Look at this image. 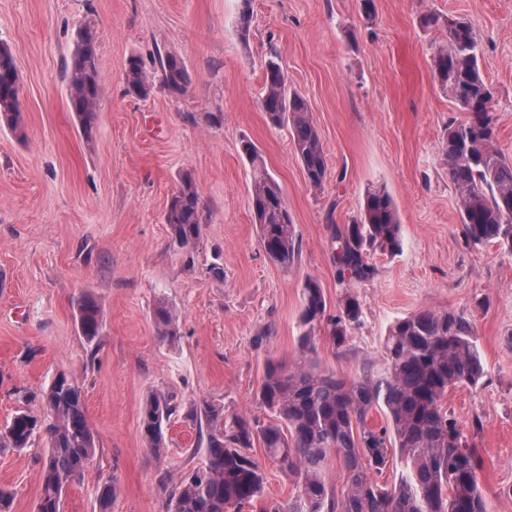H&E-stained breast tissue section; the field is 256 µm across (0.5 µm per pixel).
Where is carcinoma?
I'll return each instance as SVG.
<instances>
[{"label": "carcinoma", "mask_w": 512, "mask_h": 512, "mask_svg": "<svg viewBox=\"0 0 512 512\" xmlns=\"http://www.w3.org/2000/svg\"><path fill=\"white\" fill-rule=\"evenodd\" d=\"M251 0H241L239 31L247 39L252 21ZM98 36L90 28L78 31L67 65L69 104L80 130L90 141L98 121L103 84L97 58ZM480 49L465 21L448 22V40L432 56L442 92L461 111L464 122H448L445 162L459 215L474 244L494 243L512 255V160L496 147L497 120L488 111L493 87L479 62ZM160 88L174 96L187 92L191 77L177 55L157 57ZM260 107L274 128L288 126L294 152L308 183L324 185L330 171L318 129L305 97L288 89L277 51L264 61ZM126 93L145 98L154 88L153 77L141 58L133 56L125 69ZM17 64L9 47L0 44V126L24 132ZM252 167L251 208L269 259L283 270L295 265L299 251L296 225L280 184L266 171L257 147L242 143ZM165 223L173 244L187 248L200 238L205 223L200 198L190 175L181 178L168 203ZM333 261L339 282L347 284L336 311L319 282L308 277L302 287L299 343L303 359L294 368L269 362L259 392L261 404L282 424H262L208 399L191 403L186 417L206 428L205 462L181 476L171 489L167 512H244L260 500L264 472L249 450L258 443L295 478L303 494L287 502H271L261 512H486L479 485L481 468L476 448L462 425L445 405L448 392L477 386L486 376L485 363L472 320L455 310H421L399 318L383 342V364L362 359L357 378L344 380L320 369L315 335L325 324L332 347L353 353L350 331L363 321L354 287L371 281L375 267L370 251L391 255L402 250L401 227L391 195L383 187L366 193L363 211L344 228L332 230ZM80 335L88 345L100 344L105 327L100 304L89 296L77 302ZM157 334L177 336L179 316L162 303L155 310ZM44 414L19 410L0 429V447L25 449L42 446L41 494L37 512H63L62 493L78 480L97 448L87 421L81 387L60 373L40 393ZM383 411L387 424L376 428L368 416ZM181 412L174 395L151 393L142 412L144 437L156 455L165 448L163 427ZM399 453L402 472L394 484H380L375 474ZM340 464L343 489L324 478L332 461ZM115 486L99 491V512H111Z\"/></svg>", "instance_id": "cac0c4a2"}]
</instances>
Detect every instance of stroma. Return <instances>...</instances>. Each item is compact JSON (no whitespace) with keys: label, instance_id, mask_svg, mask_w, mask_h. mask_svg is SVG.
Returning a JSON list of instances; mask_svg holds the SVG:
<instances>
[{"label":"stroma","instance_id":"obj_1","mask_svg":"<svg viewBox=\"0 0 512 512\" xmlns=\"http://www.w3.org/2000/svg\"><path fill=\"white\" fill-rule=\"evenodd\" d=\"M239 0H0V43L21 79L25 138L0 128V426L17 410L42 414L27 392L56 374L84 394L97 453L64 494V512H98L97 490L115 484L111 512H166L158 477H179L204 460L194 422L177 416L163 456L141 432L151 392L178 402L207 398L261 422L274 416L258 394L267 361L300 359L301 289L319 281L329 304L342 291L330 231L357 219L368 189L385 188L401 224L402 250L373 252L376 274L357 287L363 322L357 354L332 348L316 331L321 369L351 379L357 360L380 359L388 326L424 310L472 315L487 375L449 391L445 403L481 458L487 512H512V255L470 243L448 179L442 144L449 119L465 114L433 73L435 44L463 20L481 48L495 95L497 147L512 158V0H253L248 40L238 32ZM431 14L436 24H421ZM97 31L104 83L93 142L69 106L66 67L76 33ZM282 56L289 88L307 99L330 176L308 183L287 128L260 109L263 63ZM173 53L191 77L180 97L154 89L127 94L128 60ZM254 143L283 188L300 255L290 271L266 256L250 205ZM195 182L207 216L192 249L174 246L164 213L181 174ZM221 264L215 275L212 264ZM94 297L105 329L97 351L79 336L80 295ZM180 314L179 334H157L154 310ZM273 334L256 343L265 327ZM481 419L473 430V419ZM262 504L296 486L261 446ZM40 451L0 447V488L11 512H36Z\"/></svg>","mask_w":512,"mask_h":512}]
</instances>
